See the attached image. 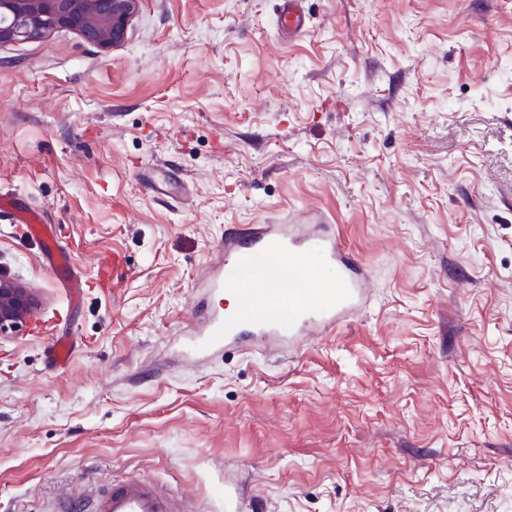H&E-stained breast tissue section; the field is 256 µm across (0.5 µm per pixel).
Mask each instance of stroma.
I'll return each mask as SVG.
<instances>
[{
  "label": "stroma",
  "mask_w": 512,
  "mask_h": 512,
  "mask_svg": "<svg viewBox=\"0 0 512 512\" xmlns=\"http://www.w3.org/2000/svg\"><path fill=\"white\" fill-rule=\"evenodd\" d=\"M140 0L125 41L0 46V197L95 276L70 305L0 210L39 309L0 336V512L130 476L190 512H512V0ZM303 212L369 276L357 317L186 356L229 231ZM72 334L68 367L48 359ZM305 0H281L280 27L288 34V41L301 37L306 31ZM122 266V259L119 255H113L112 257H106L101 261L97 282L101 288L105 291L115 292L119 288L120 280L119 277L115 276V270ZM112 268V276L111 270Z\"/></svg>",
  "instance_id": "1"
}]
</instances>
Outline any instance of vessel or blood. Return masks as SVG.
Returning a JSON list of instances; mask_svg holds the SVG:
<instances>
[{
  "label": "vessel or blood",
  "mask_w": 512,
  "mask_h": 512,
  "mask_svg": "<svg viewBox=\"0 0 512 512\" xmlns=\"http://www.w3.org/2000/svg\"><path fill=\"white\" fill-rule=\"evenodd\" d=\"M280 27L289 39L306 31L304 0H281ZM39 240L55 279L68 293L79 295L84 288L73 273L71 255L61 250L51 225L35 222L29 227ZM275 261L293 268L302 287L270 288L251 282L252 270ZM120 256L104 258L97 282L106 291H116L120 280ZM214 289L239 296L236 311L206 314L195 331L198 349L212 350L261 338L265 341H298L314 331L335 327L353 318L365 306L369 281L366 273L346 252L339 234L332 228L300 234L284 224L254 227L247 240L236 234L224 239L222 271L212 282ZM86 512H187L184 500L158 484L130 478L109 487L87 489Z\"/></svg>",
  "instance_id": "b4317fda"
}]
</instances>
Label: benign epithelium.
I'll return each mask as SVG.
<instances>
[{
	"label": "benign epithelium",
	"instance_id": "benign-epithelium-1",
	"mask_svg": "<svg viewBox=\"0 0 512 512\" xmlns=\"http://www.w3.org/2000/svg\"><path fill=\"white\" fill-rule=\"evenodd\" d=\"M139 0H0V45L39 39L57 29L102 48L125 39ZM39 308L24 283L0 270V335L18 332Z\"/></svg>",
	"mask_w": 512,
	"mask_h": 512
}]
</instances>
